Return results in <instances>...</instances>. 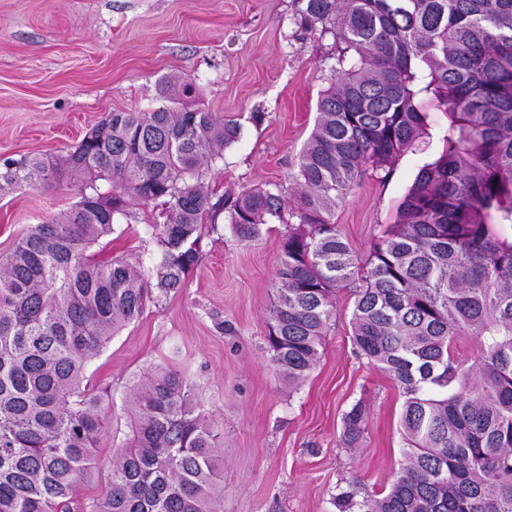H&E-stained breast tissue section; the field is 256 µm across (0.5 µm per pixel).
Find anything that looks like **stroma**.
Returning a JSON list of instances; mask_svg holds the SVG:
<instances>
[{
    "mask_svg": "<svg viewBox=\"0 0 512 512\" xmlns=\"http://www.w3.org/2000/svg\"><path fill=\"white\" fill-rule=\"evenodd\" d=\"M293 0H0V158L62 155L109 112H147L162 81L193 83L197 104L236 120L239 139L203 180L216 195L279 183L295 186L298 156L330 84L332 36L302 32ZM430 145L399 157L388 182L365 174L336 208L334 222L360 255L396 221L419 169L436 159L452 115L429 94ZM69 184L25 186L0 194V254L29 225L71 208ZM138 216L104 257L149 258L156 244ZM285 225L269 224L242 242L227 224L203 241L186 288L147 303L140 318L107 343L87 370L112 403L111 443L78 485L99 497L112 442L129 433L128 386L159 365L195 378L200 411L218 427L224 454V512H334L332 495L358 478L388 490L402 461L404 398L351 343L354 300L336 295V316L319 363L300 386L288 385L266 336ZM229 324L222 332L218 323ZM366 407L355 447L344 443L345 414Z\"/></svg>",
    "mask_w": 512,
    "mask_h": 512,
    "instance_id": "1",
    "label": "stroma"
}]
</instances>
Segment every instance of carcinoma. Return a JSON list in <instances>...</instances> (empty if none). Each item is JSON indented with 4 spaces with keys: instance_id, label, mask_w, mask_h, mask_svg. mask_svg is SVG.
<instances>
[{
    "instance_id": "obj_1",
    "label": "carcinoma",
    "mask_w": 512,
    "mask_h": 512,
    "mask_svg": "<svg viewBox=\"0 0 512 512\" xmlns=\"http://www.w3.org/2000/svg\"><path fill=\"white\" fill-rule=\"evenodd\" d=\"M295 23L339 43L331 82L298 157L294 200L279 184L214 197L201 177L240 135L189 104L193 84L163 82L149 112H111L63 156L0 161V193L74 182L78 201L33 224L0 257V512H222L221 436L195 382L159 366L126 398L103 496L76 498L98 462L110 405L89 364L146 303L186 287L219 217L241 242L288 225L267 342L296 385L321 358L336 292L354 296L351 342L404 397L406 448L387 493L357 480L336 512H512V0H295ZM431 93L457 134L424 164L397 223L356 254L336 206L372 171L382 182L426 134ZM151 207L152 266L91 248ZM477 343L472 362L457 340ZM365 411L344 417L347 444Z\"/></svg>"
}]
</instances>
